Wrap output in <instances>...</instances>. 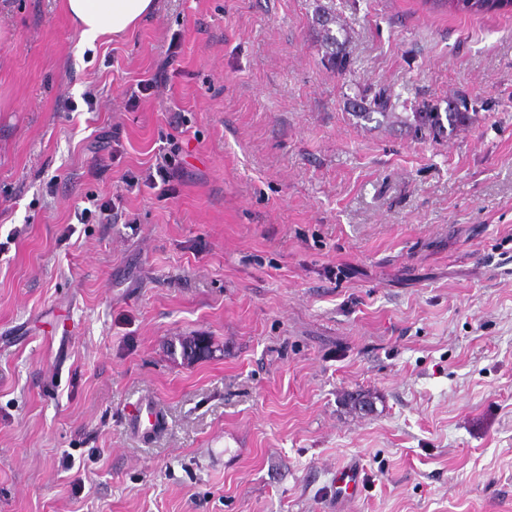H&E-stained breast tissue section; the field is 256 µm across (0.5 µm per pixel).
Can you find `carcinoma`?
<instances>
[{"mask_svg":"<svg viewBox=\"0 0 512 512\" xmlns=\"http://www.w3.org/2000/svg\"><path fill=\"white\" fill-rule=\"evenodd\" d=\"M424 4L432 9H446L459 14H495L512 9V0H424ZM317 24L321 26L322 44L326 56L336 73L343 75L347 71L348 58L342 52L331 25L336 23L335 17L326 11L316 15ZM396 103L384 92L374 95L369 106L362 107L353 113L357 119L367 122L398 125L421 140L439 141L466 130L476 120L477 112L468 109L465 98L457 97L448 102L445 110L436 104L423 102L412 112L397 114L394 112ZM215 344L208 336H183L175 339L168 347L171 359L181 362L195 363L213 357Z\"/></svg>","mask_w":512,"mask_h":512,"instance_id":"1","label":"carcinoma"}]
</instances>
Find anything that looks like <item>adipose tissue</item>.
<instances>
[{
	"label": "adipose tissue",
	"instance_id": "1",
	"mask_svg": "<svg viewBox=\"0 0 512 512\" xmlns=\"http://www.w3.org/2000/svg\"><path fill=\"white\" fill-rule=\"evenodd\" d=\"M66 14L86 44L134 31L153 14L156 0H63Z\"/></svg>",
	"mask_w": 512,
	"mask_h": 512
}]
</instances>
